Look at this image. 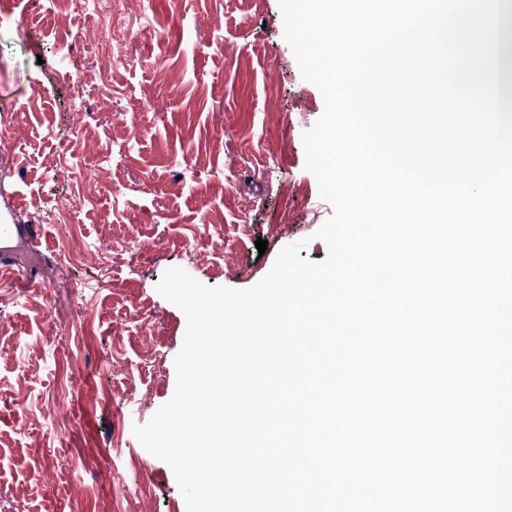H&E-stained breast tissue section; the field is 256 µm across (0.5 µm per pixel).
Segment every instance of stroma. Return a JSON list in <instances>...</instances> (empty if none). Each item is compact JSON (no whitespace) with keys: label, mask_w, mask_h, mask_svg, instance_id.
Wrapping results in <instances>:
<instances>
[{"label":"stroma","mask_w":512,"mask_h":512,"mask_svg":"<svg viewBox=\"0 0 512 512\" xmlns=\"http://www.w3.org/2000/svg\"><path fill=\"white\" fill-rule=\"evenodd\" d=\"M109 10L128 41L78 112L69 71L99 61L105 27L47 0L0 12V212L24 243L0 259V512H186L132 432L173 395L186 332L156 283L180 267L244 289L286 245L328 255L302 139L325 104L279 0Z\"/></svg>","instance_id":"1"}]
</instances>
